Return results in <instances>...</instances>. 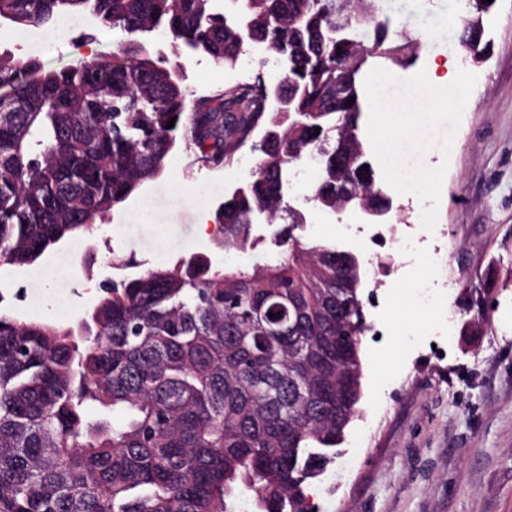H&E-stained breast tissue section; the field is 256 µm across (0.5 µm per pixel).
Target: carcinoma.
Masks as SVG:
<instances>
[{
	"label": "carcinoma",
	"instance_id": "cac0c4a2",
	"mask_svg": "<svg viewBox=\"0 0 512 512\" xmlns=\"http://www.w3.org/2000/svg\"><path fill=\"white\" fill-rule=\"evenodd\" d=\"M369 3L0 0V28L78 12L116 32L112 52L61 69L0 50V267L93 234L177 148L221 168L260 126V160L217 215L225 245L247 247L258 216L282 218L288 173L311 158L314 207H356H336L350 189L389 209L363 141L364 89L373 68L412 65L417 39ZM495 6L466 3L458 40L472 64L490 55ZM159 29L221 67L256 46L255 73L274 63L283 80L193 99L182 68L144 46ZM278 93L284 111L267 107ZM274 243L252 267L199 255L114 279L73 325L0 307V512H233L245 491L255 512H312L308 486L341 455L361 399L363 265L294 215Z\"/></svg>",
	"mask_w": 512,
	"mask_h": 512
}]
</instances>
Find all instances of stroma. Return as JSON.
Here are the masks:
<instances>
[{"label":"stroma","instance_id":"1","mask_svg":"<svg viewBox=\"0 0 512 512\" xmlns=\"http://www.w3.org/2000/svg\"><path fill=\"white\" fill-rule=\"evenodd\" d=\"M382 13L419 42L412 66L397 69L401 111L415 130L399 142L407 173L371 135L365 144L392 208L385 224L354 210L330 213L306 204L313 170L300 167L285 198L306 218L305 235L355 252L383 267L365 276L370 330L360 347L362 397L342 453L308 489L317 512H512V0H498L485 27L488 61L460 68L465 96L450 107L447 91L424 97L423 72L457 41L461 0H379ZM38 57L45 68L86 58V41L110 52L106 30L69 27ZM152 56L181 65L195 95L230 88L235 68L174 53L161 32L147 37ZM260 155L242 147L223 169L178 150L166 176L113 211L94 238L71 237L37 263L0 268V287L23 286L15 313L73 323L96 302L98 283L179 259L207 255L213 265L253 266L270 256L275 228L256 224V247L223 246L202 231Z\"/></svg>","mask_w":512,"mask_h":512}]
</instances>
